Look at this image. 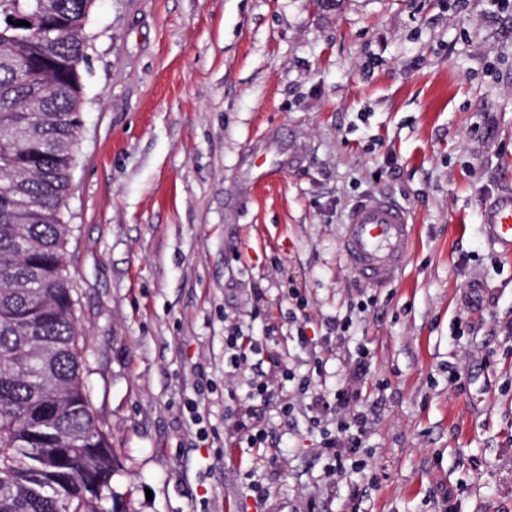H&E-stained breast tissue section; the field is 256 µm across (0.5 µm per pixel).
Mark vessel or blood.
<instances>
[{"instance_id":"vessel-or-blood-1","label":"vessel or blood","mask_w":512,"mask_h":512,"mask_svg":"<svg viewBox=\"0 0 512 512\" xmlns=\"http://www.w3.org/2000/svg\"><path fill=\"white\" fill-rule=\"evenodd\" d=\"M494 238L512 253V196L486 210ZM411 236L409 215L390 197L373 194L351 210L345 226L343 252L349 267L374 285L390 283L404 261Z\"/></svg>"}]
</instances>
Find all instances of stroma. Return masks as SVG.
Listing matches in <instances>:
<instances>
[{
  "label": "stroma",
  "mask_w": 512,
  "mask_h": 512,
  "mask_svg": "<svg viewBox=\"0 0 512 512\" xmlns=\"http://www.w3.org/2000/svg\"><path fill=\"white\" fill-rule=\"evenodd\" d=\"M86 32L66 259L122 512H512V256L483 222L512 191V6L94 0ZM376 193L412 224L382 287L342 253ZM228 323L325 361L291 416L253 401L259 450L226 417ZM348 383L365 467L334 479L339 415L309 405Z\"/></svg>",
  "instance_id": "obj_1"
}]
</instances>
